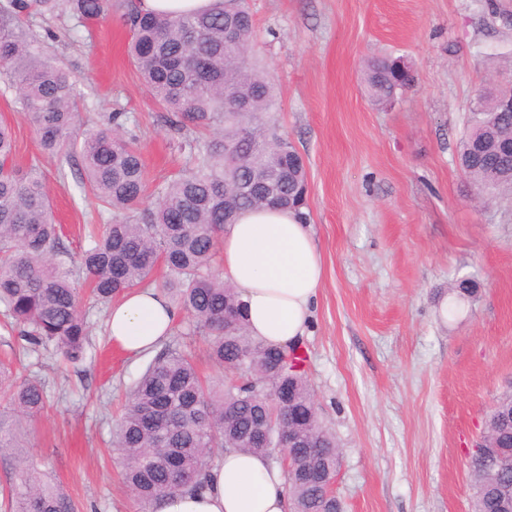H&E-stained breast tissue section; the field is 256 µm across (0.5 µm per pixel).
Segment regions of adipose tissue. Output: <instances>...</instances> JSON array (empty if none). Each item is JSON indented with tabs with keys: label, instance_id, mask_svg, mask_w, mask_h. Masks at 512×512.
Wrapping results in <instances>:
<instances>
[{
	"label": "adipose tissue",
	"instance_id": "obj_1",
	"mask_svg": "<svg viewBox=\"0 0 512 512\" xmlns=\"http://www.w3.org/2000/svg\"><path fill=\"white\" fill-rule=\"evenodd\" d=\"M219 260L241 292L251 336L294 347L307 334L323 276L322 256L307 225L280 209L244 212L227 225ZM175 307L158 291H134L109 313L113 341L131 355L153 351L171 330ZM157 512H290L282 473L264 457L225 452L203 489L165 497Z\"/></svg>",
	"mask_w": 512,
	"mask_h": 512
}]
</instances>
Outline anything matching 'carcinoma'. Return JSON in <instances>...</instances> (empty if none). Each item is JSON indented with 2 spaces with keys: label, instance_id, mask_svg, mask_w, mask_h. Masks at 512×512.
Returning a JSON list of instances; mask_svg holds the SVG:
<instances>
[{
  "label": "carcinoma",
  "instance_id": "obj_1",
  "mask_svg": "<svg viewBox=\"0 0 512 512\" xmlns=\"http://www.w3.org/2000/svg\"><path fill=\"white\" fill-rule=\"evenodd\" d=\"M112 0H9L0 8V82L13 88L41 150L67 162L78 156L84 186L107 214L85 227V246L72 257L54 223L45 174L38 162H14L11 127L0 123V306L6 331L21 327L27 350L53 349L66 364L83 360L89 345L83 274L97 303L148 287L159 263L169 271L161 292L190 317L189 330L208 337L210 358L222 369L247 371L249 382L218 386L201 377L191 353L170 342L159 350L130 390L115 438L124 458L127 490L154 512L167 495L203 486L215 466V450L271 457L254 443L264 423L302 419V448L291 455L286 481L292 512H342L334 495L303 474L340 468L336 438L319 421L303 359L294 349L273 348L250 336L236 289L213 274L224 226L260 207L293 210L307 223L308 183L300 155L270 125L277 100L267 72L249 53L255 25L247 0H223L204 12L169 15L132 8L130 58L157 102L172 113L184 135L192 167L169 182L151 209L144 205L140 149L119 134L123 113L91 128L80 121L76 78L44 55L20 24L33 14L67 13L95 21ZM395 60L368 62L365 83L379 104L411 86ZM502 88L483 89L466 121L457 155L478 196L512 195V157L471 151L489 136L512 135V119L500 117ZM208 129L218 137L192 136ZM288 382L286 406L272 398ZM0 458H12L16 481L8 512H75L72 499L46 479L41 464L21 451L10 415L30 419L46 408L42 385L0 366ZM488 447L474 451L470 474L472 512L512 507V392L500 394L484 431Z\"/></svg>",
  "mask_w": 512,
  "mask_h": 512
}]
</instances>
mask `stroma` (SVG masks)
I'll list each match as a JSON object with an SVG mask.
<instances>
[{
  "instance_id": "1",
  "label": "stroma",
  "mask_w": 512,
  "mask_h": 512,
  "mask_svg": "<svg viewBox=\"0 0 512 512\" xmlns=\"http://www.w3.org/2000/svg\"><path fill=\"white\" fill-rule=\"evenodd\" d=\"M128 0L82 23L32 15L24 27L77 78L84 122L125 112L143 156L146 201L188 169L179 134L128 56ZM253 52L275 79L274 119L305 161L310 231L324 278L300 350L319 417L341 448L334 492L344 512H470V455L497 396L512 387V199L476 198L456 149L478 91L512 79V0H249ZM409 66L412 88L390 105L367 92L368 62ZM0 121L20 162L39 161L69 249L98 206L80 168L58 172L13 90ZM470 278L469 302L450 289ZM86 311L90 346L77 367L52 351L25 357L45 385L26 423L77 512H140L112 445L116 406L151 354L132 357Z\"/></svg>"
}]
</instances>
